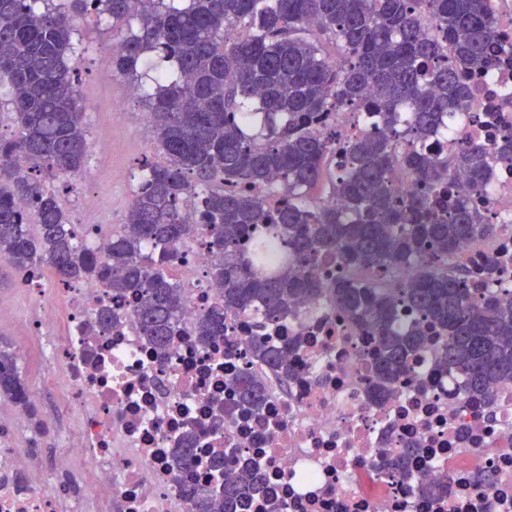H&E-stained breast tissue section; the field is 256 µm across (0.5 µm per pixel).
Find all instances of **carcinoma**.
<instances>
[{
	"mask_svg": "<svg viewBox=\"0 0 512 512\" xmlns=\"http://www.w3.org/2000/svg\"><path fill=\"white\" fill-rule=\"evenodd\" d=\"M90 14L106 20L112 71L146 102L160 155L139 160L126 222L101 255L60 197L80 184L89 149L69 61ZM501 40L487 0H0V94L15 127L0 134V261L19 277L38 267L133 294L140 333L165 353L183 310L171 261L200 235L213 254L205 274L222 287L194 323L201 343L238 312L275 326L325 292L374 330L380 390L399 385L437 333L464 400L490 408L512 384V297L472 287L455 252L495 235L470 195L490 163L512 162V141L495 155L467 146L443 157L424 141L468 110L471 77L499 63ZM336 112L368 128L338 144ZM457 171L468 179L452 192ZM397 173L414 179L412 195L396 191ZM321 181L340 205L312 194ZM272 240L285 257L265 271L257 259ZM405 309L419 316L410 327L397 325ZM249 352L288 376L286 349L256 337ZM233 383L239 400L225 415L259 414L262 384L248 374ZM2 397L42 431L15 356L0 347ZM181 445L187 466L197 435ZM223 488L186 483L182 494L193 512H249L257 492L269 512L284 507L247 465Z\"/></svg>",
	"mask_w": 512,
	"mask_h": 512,
	"instance_id": "obj_1",
	"label": "carcinoma"
}]
</instances>
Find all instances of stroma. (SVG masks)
Returning <instances> with one entry per match:
<instances>
[{
    "label": "stroma",
    "mask_w": 512,
    "mask_h": 512,
    "mask_svg": "<svg viewBox=\"0 0 512 512\" xmlns=\"http://www.w3.org/2000/svg\"><path fill=\"white\" fill-rule=\"evenodd\" d=\"M85 51L74 57L72 64L80 80L79 89L85 112L89 138H96L108 119L112 99L127 97V110L114 126V137L106 155L91 154L85 175L80 183L83 190L101 196V214L109 222L103 232L124 223L136 187L137 164L146 156L156 153L153 131H142V117L146 109L139 97L129 95L128 81L120 74H113L111 85L98 81L101 67L112 64V43L107 40L101 27L88 23L81 28ZM36 360L19 362L18 371L26 381L32 400L43 422L42 433H34L26 416L20 415L9 400L0 399V424L13 427L20 437V447L26 448V462L21 469L24 477L42 473L45 478H61L73 496L84 492L83 479L78 472L55 475L48 462L62 451L72 428V421L61 401V390L52 377V368L45 364L47 345L35 339Z\"/></svg>",
    "instance_id": "obj_1"
}]
</instances>
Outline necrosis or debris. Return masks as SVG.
<instances>
[{
  "mask_svg": "<svg viewBox=\"0 0 512 512\" xmlns=\"http://www.w3.org/2000/svg\"><path fill=\"white\" fill-rule=\"evenodd\" d=\"M502 58L477 83L469 110L428 139L432 153L512 136V47ZM472 203L498 231L461 243L456 260L479 282L484 256H501L498 285L512 291V165L493 163ZM177 253L184 315L163 358L137 329L133 295L99 282H60L48 292L42 271L24 275L37 298L28 333L54 337L50 363L78 421L53 467L65 474L82 462L86 499L66 500L59 485L38 480L19 488L22 450L15 432L0 428V512H189L181 484L205 482L211 459L232 448L263 470L284 512H512V384L499 389L493 410L464 402L461 378L429 350L412 361L409 381L377 398L367 372L371 328L325 295L271 328L237 313L225 339L202 344L192 326L218 295L204 274L211 254L197 238ZM104 309L112 326L100 322ZM258 335L287 346L289 379L246 360ZM243 371L266 385L262 414L217 416L235 404L233 380ZM191 429L200 434L195 460L174 469L177 440Z\"/></svg>",
  "mask_w": 512,
  "mask_h": 512,
  "instance_id": "obj_1",
  "label": "necrosis or debris"
}]
</instances>
